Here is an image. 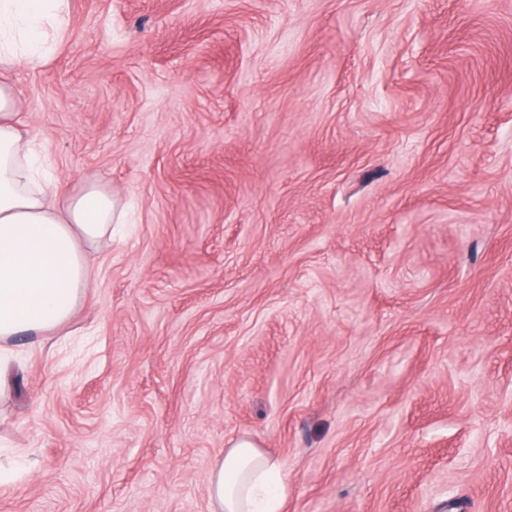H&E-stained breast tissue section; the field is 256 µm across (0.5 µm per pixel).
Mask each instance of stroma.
I'll return each instance as SVG.
<instances>
[{"label": "stroma", "mask_w": 512, "mask_h": 512, "mask_svg": "<svg viewBox=\"0 0 512 512\" xmlns=\"http://www.w3.org/2000/svg\"><path fill=\"white\" fill-rule=\"evenodd\" d=\"M50 186L127 211L8 340L0 512H512V0H70L6 74ZM285 490L279 463L245 439L216 460L208 486L213 512H278Z\"/></svg>", "instance_id": "35a3bbf8"}]
</instances>
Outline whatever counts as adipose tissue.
Masks as SVG:
<instances>
[{"instance_id": "adipose-tissue-1", "label": "adipose tissue", "mask_w": 512, "mask_h": 512, "mask_svg": "<svg viewBox=\"0 0 512 512\" xmlns=\"http://www.w3.org/2000/svg\"><path fill=\"white\" fill-rule=\"evenodd\" d=\"M70 0H0V67L39 64L62 35ZM17 101L0 79V340L63 325L90 283L82 243L110 235L116 196L96 185L58 199L49 192ZM286 484L280 465L251 441L217 459L209 478L215 512H279Z\"/></svg>"}]
</instances>
